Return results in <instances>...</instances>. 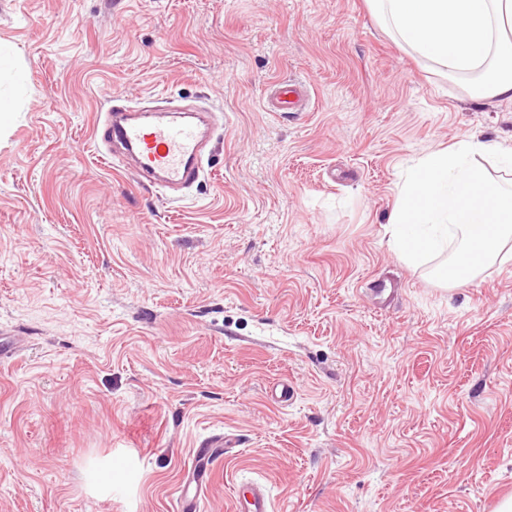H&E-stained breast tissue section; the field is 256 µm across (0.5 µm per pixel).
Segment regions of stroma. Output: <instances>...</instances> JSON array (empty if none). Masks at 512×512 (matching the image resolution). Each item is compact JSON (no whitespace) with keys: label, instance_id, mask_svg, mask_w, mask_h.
Instances as JSON below:
<instances>
[{"label":"stroma","instance_id":"1","mask_svg":"<svg viewBox=\"0 0 512 512\" xmlns=\"http://www.w3.org/2000/svg\"><path fill=\"white\" fill-rule=\"evenodd\" d=\"M0 49V512H176L220 433L200 512L247 480L273 512L512 495V260L448 289L387 245L406 166L511 147L512 101L369 0H0ZM283 79L308 112L265 108ZM166 101L217 115L177 201L93 140L109 104ZM239 444L227 434L214 435L202 443L196 450L195 463L188 473V485L181 490L178 499V512H197L199 499L211 484L212 465L221 456L236 452Z\"/></svg>","mask_w":512,"mask_h":512}]
</instances>
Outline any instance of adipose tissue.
I'll return each mask as SVG.
<instances>
[{"instance_id": "obj_1", "label": "adipose tissue", "mask_w": 512, "mask_h": 512, "mask_svg": "<svg viewBox=\"0 0 512 512\" xmlns=\"http://www.w3.org/2000/svg\"><path fill=\"white\" fill-rule=\"evenodd\" d=\"M399 40L478 98L512 100V0H371Z\"/></svg>"}]
</instances>
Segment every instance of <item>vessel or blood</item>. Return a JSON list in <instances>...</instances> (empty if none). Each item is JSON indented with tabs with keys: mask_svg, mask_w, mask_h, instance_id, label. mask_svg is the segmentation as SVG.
<instances>
[{
	"mask_svg": "<svg viewBox=\"0 0 512 512\" xmlns=\"http://www.w3.org/2000/svg\"><path fill=\"white\" fill-rule=\"evenodd\" d=\"M303 93L296 84H276L266 100L278 111L300 109ZM206 112H196L194 119L147 120L144 113L128 107L108 109L98 122L95 136L100 145H122L136 160L139 179L176 192L195 183L200 176V159L206 142L200 124ZM236 440L227 434L212 436L196 450L195 463L188 474V485L181 490L177 512H197L198 503L211 484L213 463L234 453ZM234 512H272L269 489L246 481L233 490Z\"/></svg>",
	"mask_w": 512,
	"mask_h": 512,
	"instance_id": "b4317fda",
	"label": "vessel or blood"
}]
</instances>
